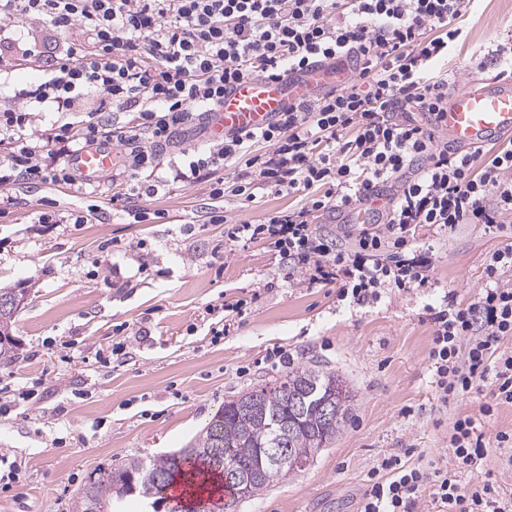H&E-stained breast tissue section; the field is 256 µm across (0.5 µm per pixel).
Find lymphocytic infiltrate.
I'll use <instances>...</instances> for the list:
<instances>
[{
    "instance_id": "f902f5d3",
    "label": "lymphocytic infiltrate",
    "mask_w": 512,
    "mask_h": 512,
    "mask_svg": "<svg viewBox=\"0 0 512 512\" xmlns=\"http://www.w3.org/2000/svg\"><path fill=\"white\" fill-rule=\"evenodd\" d=\"M474 0H0V187L18 179L94 194L71 159L119 144L109 179L113 203L133 221L139 200L214 174L212 198L253 199L255 190L298 194L300 207L228 223L225 243L265 241L308 285L338 283L340 298L365 305L382 292L434 287L433 264L417 230L463 224L505 230L512 219V140L491 153L439 145L420 118L440 121L448 73L439 64L461 37L456 20ZM81 32L46 43L45 30ZM48 58L37 83L11 84L10 58ZM318 64L349 66L347 79L289 103L258 130L225 134L205 148H178L179 131L247 77L281 79ZM131 112L133 122L112 121ZM48 117L46 128L36 117ZM180 158L168 176L159 161ZM244 166L233 184L219 168ZM367 209L368 224L315 219ZM512 243L484 267V285L465 305L430 311L427 352L441 404L489 391L478 416L448 427L449 461L414 463L394 454L368 475L360 512H512V493L478 467L488 446L512 449V432L487 438L479 416L512 405Z\"/></svg>"
}]
</instances>
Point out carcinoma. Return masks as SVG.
I'll return each mask as SVG.
<instances>
[{"instance_id": "carcinoma-1", "label": "carcinoma", "mask_w": 512, "mask_h": 512, "mask_svg": "<svg viewBox=\"0 0 512 512\" xmlns=\"http://www.w3.org/2000/svg\"><path fill=\"white\" fill-rule=\"evenodd\" d=\"M15 308L0 307V357L13 358L9 328ZM354 395L334 373L295 369L258 389L224 404L199 436L178 455L156 458L148 470L139 472L132 458L120 467L100 474L77 491L72 512H112V499L137 495L159 500L162 489L181 482L196 490L229 488L232 501H210L209 512H233L245 500L261 495L288 476L278 464L263 465L246 495L224 481V468L256 465L265 448L317 450L336 438L351 409Z\"/></svg>"}]
</instances>
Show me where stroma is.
I'll return each mask as SVG.
<instances>
[{
	"mask_svg": "<svg viewBox=\"0 0 512 512\" xmlns=\"http://www.w3.org/2000/svg\"><path fill=\"white\" fill-rule=\"evenodd\" d=\"M457 24L464 34L441 64L452 93L502 71L494 50L512 38V0H475ZM113 192L108 182L90 196L21 181L0 211V288L27 291L11 328L16 356L0 360V449L17 463L0 481V512H71L75 492L106 469L178 453L225 402L278 377L267 359L277 348L295 366L341 376L354 404L304 469L237 512H358L363 481L384 455L411 448L448 458L452 418L476 413L480 399L437 400L425 307L470 302L486 259L512 233L464 224L443 240L420 228L436 288L388 290L359 306L338 299V284L289 277L266 242L225 251L223 225L207 221V180L145 202L165 212L162 222L130 223L113 211ZM296 203L260 190L250 201L225 197L223 207L234 223ZM87 208L88 224L31 221L36 211ZM239 299L245 311L213 342L218 306Z\"/></svg>",
	"mask_w": 512,
	"mask_h": 512,
	"instance_id": "obj_1",
	"label": "stroma"
}]
</instances>
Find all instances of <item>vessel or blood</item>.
Segmentation results:
<instances>
[{
	"instance_id": "vessel-or-blood-1",
	"label": "vessel or blood",
	"mask_w": 512,
	"mask_h": 512,
	"mask_svg": "<svg viewBox=\"0 0 512 512\" xmlns=\"http://www.w3.org/2000/svg\"><path fill=\"white\" fill-rule=\"evenodd\" d=\"M344 78V73L322 64L288 79H243L225 94L223 105L210 112L211 136L219 140L230 130L263 127L288 103L309 96L313 88L337 86ZM440 127L463 148L512 135V80L481 79L458 91ZM114 161L107 146L79 151L73 158L74 166L91 181L105 177Z\"/></svg>"
}]
</instances>
